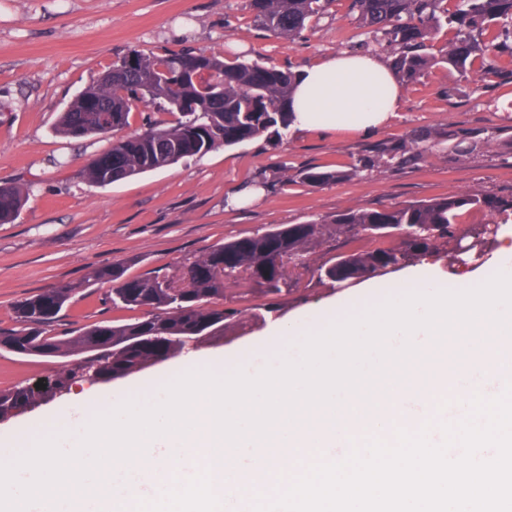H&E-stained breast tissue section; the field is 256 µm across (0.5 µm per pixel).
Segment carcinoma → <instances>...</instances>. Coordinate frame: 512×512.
<instances>
[{
	"instance_id": "1",
	"label": "carcinoma",
	"mask_w": 512,
	"mask_h": 512,
	"mask_svg": "<svg viewBox=\"0 0 512 512\" xmlns=\"http://www.w3.org/2000/svg\"><path fill=\"white\" fill-rule=\"evenodd\" d=\"M335 2L247 0V9L255 29L292 43L317 25ZM345 8L356 28L366 35L351 41L352 52H386L404 83L418 81L439 65L453 68L462 77L477 70L490 82L500 74L495 58L512 56V0H347ZM444 29L450 38L436 42ZM191 54L206 61V72L198 80H184L170 93L160 91L139 99L138 70H170ZM294 77L289 68L244 62L196 48L161 54L132 50L112 63V86L97 79L75 94L59 114L53 131L66 139L108 135L101 113L94 111L101 102L112 105L115 127L120 130L129 126L130 112L140 105L179 114L174 122L154 120L144 130L129 134L127 148L119 156L111 147L96 154L82 170V177L88 184L106 186L123 180V173L134 177L162 168L163 152L174 155L172 163L176 164L220 146H234L288 129ZM498 133L499 129L493 128L486 137L472 140L466 131L454 127L413 129L365 144L344 169L284 166L278 175L262 177V183L271 189L288 182L315 186L379 169L399 172L418 166L438 145H447L446 156L455 159L479 151ZM31 194L30 182L3 183L0 224L13 223ZM473 210L488 211L492 224H510L512 194H461L389 206H358L326 218L282 224L189 255L174 275L158 269L126 276L129 268L139 263L137 259L98 266L82 281L19 301L15 306L16 326L0 329V344L27 345L44 337L59 355H77L109 345L112 368L132 373L154 358L159 348H172L175 336H200L207 327L222 328L212 335L224 336L243 326V313L220 302L219 283L226 276L243 277L248 295L278 299L298 287L286 272V265L294 260L307 264L312 277L322 285L358 281L428 258L441 260L448 257V240ZM385 228L394 232L391 247L312 262L311 255L323 246L336 251L342 239L352 234L362 230L376 238ZM170 276L184 280L182 290L163 286ZM104 285L113 307L139 311L143 316L57 331L62 311L75 296ZM134 336H154L157 342L127 346L126 341ZM67 378L62 368L41 387L28 383L0 389V411L44 398Z\"/></svg>"
}]
</instances>
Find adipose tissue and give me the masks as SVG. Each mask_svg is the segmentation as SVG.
<instances>
[{
	"instance_id": "ef3b65f1",
	"label": "adipose tissue",
	"mask_w": 512,
	"mask_h": 512,
	"mask_svg": "<svg viewBox=\"0 0 512 512\" xmlns=\"http://www.w3.org/2000/svg\"><path fill=\"white\" fill-rule=\"evenodd\" d=\"M405 85L377 54L322 56L299 72L294 126L305 132L366 135L386 127L405 102Z\"/></svg>"
}]
</instances>
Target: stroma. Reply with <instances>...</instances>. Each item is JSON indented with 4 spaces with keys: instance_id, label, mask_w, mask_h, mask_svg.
<instances>
[{
    "instance_id": "stroma-1",
    "label": "stroma",
    "mask_w": 512,
    "mask_h": 512,
    "mask_svg": "<svg viewBox=\"0 0 512 512\" xmlns=\"http://www.w3.org/2000/svg\"><path fill=\"white\" fill-rule=\"evenodd\" d=\"M354 31L342 8L289 43L253 28L246 0H0V182L23 179L34 190L20 216L0 224V328L12 327L19 300L78 281L101 265L133 258L137 264L129 273L135 276L175 266L230 238L351 207L511 190L512 166L493 159L512 149L501 139L482 157L452 162L436 154L397 174L375 172L317 187L288 182L262 201L240 207L232 197L259 173L270 175L285 165L347 166L363 138L291 128L100 187L85 183L81 171L109 146V138L64 139L53 132L73 96L129 49L232 52L247 62L295 71L345 51ZM497 64L503 75L494 85L475 73L464 78L445 67L430 69L407 85L404 107L386 135L428 125L511 129L512 57ZM356 297L350 284L327 288L303 281L282 315L303 317L331 300L348 304ZM129 316L97 289L67 309L61 326ZM268 330L265 324L251 326L208 353L232 365L234 353L275 347ZM59 368L54 357L1 349L0 388L37 382ZM179 369L178 359L167 360L101 385L100 397L159 389Z\"/></svg>"
}]
</instances>
